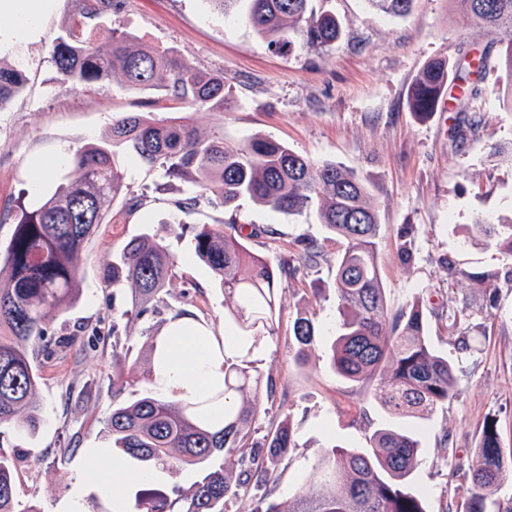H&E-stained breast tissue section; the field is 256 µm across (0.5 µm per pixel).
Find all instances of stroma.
Here are the masks:
<instances>
[{"label": "stroma", "mask_w": 512, "mask_h": 512, "mask_svg": "<svg viewBox=\"0 0 512 512\" xmlns=\"http://www.w3.org/2000/svg\"><path fill=\"white\" fill-rule=\"evenodd\" d=\"M316 11L336 16L342 39L320 51L271 52L245 19L225 21L210 0H123L120 11L102 20L101 31L117 27L144 45L175 48L204 72L224 78V109L188 110L189 122L207 136L220 130L230 142L266 137L288 144L316 162L351 169L370 191L380 222L379 270L391 310L413 296L430 299L429 319L435 347L456 365L460 394L426 417L421 434L422 464L417 482L427 490V512H452V462L440 447L449 438L460 461L479 444L486 420L497 423L504 451H512V260L496 248L468 238L466 227L483 216L496 224L512 222V164L497 161L492 146H512V82L491 55L483 73V94L449 99V109L418 118L407 92L419 70L436 58L456 59L466 46L483 48L496 35L461 21L451 0H416L401 18L372 13L365 0H313ZM71 0H55L37 33L16 37L10 20L0 18V60L18 66L27 83L7 110L0 112V243L12 232L6 210L32 206L53 189L57 178H76L68 163L84 140L106 135L115 119L143 112L157 119L178 113V105L157 92H140L120 81L91 90L63 83L48 50L62 32ZM475 125L458 145L448 133L459 122ZM53 165L51 177L34 183L37 164ZM128 181L141 201L135 213L124 198L112 205L113 223L101 225L82 259L77 303L53 320L63 336L97 329L93 346H75L59 359L42 361L35 399L42 423L34 437L5 443L20 462L16 495L39 512H68L79 502L82 512H108L112 498L133 506L142 488L135 473L149 471L154 487L188 489L198 469L173 463L157 465L124 459L131 480L102 493L82 480L84 451L108 448L104 421L112 410V373L127 360L146 357L151 337L147 325L123 318L131 291L105 286L112 256L131 236L157 232L171 243L178 265L166 283L164 298L180 301L195 290L201 321L214 332H230L224 319V291L194 256L190 239L199 224L229 219L263 227L251 239V251L270 263L288 255L297 237L324 239L315 215L288 216L244 198L227 209L216 197L202 199L185 214L176 203L183 182H160L156 172L130 160ZM416 227L413 260L401 264L397 251L401 225ZM452 253L463 274L449 278L438 264ZM335 244L326 247L319 265L305 278L280 285L281 314L273 336L257 342L252 357L276 380L274 395L263 404L256 426L266 432L279 417L292 413L296 446L277 471L272 496L285 501L296 492L312 493L307 478L330 447L364 448L375 429L391 425L377 396H365L330 367L326 348L336 331ZM474 272H497L499 307L471 316V348L457 352L438 314L452 301L478 291ZM313 315L319 342L303 360L294 357L292 324L297 309Z\"/></svg>", "instance_id": "stroma-1"}]
</instances>
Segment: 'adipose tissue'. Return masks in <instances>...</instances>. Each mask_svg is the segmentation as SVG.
I'll list each match as a JSON object with an SVG mask.
<instances>
[{
	"mask_svg": "<svg viewBox=\"0 0 512 512\" xmlns=\"http://www.w3.org/2000/svg\"><path fill=\"white\" fill-rule=\"evenodd\" d=\"M52 0H0V17L13 19L22 37L35 35L37 23ZM224 383V351L210 327L179 319L160 336L154 358V390L187 405L204 402ZM83 478L96 480L102 491L128 474L104 448L85 451Z\"/></svg>",
	"mask_w": 512,
	"mask_h": 512,
	"instance_id": "obj_1",
	"label": "adipose tissue"
}]
</instances>
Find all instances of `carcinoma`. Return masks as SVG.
Instances as JSON below:
<instances>
[{"instance_id":"cac0c4a2","label":"carcinoma","mask_w":512,"mask_h":512,"mask_svg":"<svg viewBox=\"0 0 512 512\" xmlns=\"http://www.w3.org/2000/svg\"><path fill=\"white\" fill-rule=\"evenodd\" d=\"M241 1L246 2L247 22L274 52L321 49L342 37L341 23L331 14L314 13L312 0H211L226 16ZM415 2L368 0L374 10L392 17L409 14ZM453 2L471 24L499 35L501 63L512 80V0ZM121 6L119 0H73L64 35L49 50L62 79L89 88L118 79L133 90H158L172 101L224 111V77L199 70L175 50L138 44L114 27L106 44L97 43L100 20ZM488 52L487 47L478 54L464 48L454 61L438 58L425 64L408 91L412 112L431 116L454 89L472 96L482 92L479 82ZM24 85L21 70L0 65V111ZM128 154L157 168L163 178L193 187L177 202L184 213L212 192L227 209L250 198L288 216L316 212L339 249V321L328 347L330 366L359 388L378 391L392 417L410 420L405 426L374 431L367 448L335 445L326 451L309 475L316 492L296 494L285 502L266 492L249 512H426L425 489L412 488L421 453L417 421L457 397L456 372L431 343L427 319L432 309L422 296L396 311L387 308L377 262L380 223L368 188L348 169L317 164L273 139L227 143L222 131L200 137L185 117L155 120L139 113L117 119L107 137L83 144L71 159L79 176L59 183L36 208L21 209L10 239L0 246V512H39L17 500L18 458L3 449V440L10 434L32 435L41 421L32 405L41 378L30 356L33 345H39L43 359L51 360L77 340L56 335L49 314L62 313L75 303L85 247L101 225L112 223L116 198L126 196L130 210L140 207L125 182ZM265 233L232 219L223 225H198L192 238L196 256L225 296L238 298L228 312L235 347L224 354V386L206 401L224 406L223 418L152 392L151 366L140 373H112V412L105 421L112 447L139 462L175 459L196 466L221 458L236 466L234 475L222 466L206 470L182 493L147 488L136 499V512H224L226 501L240 497V490L267 488L279 461L295 447L289 414L263 439L254 436L264 396L272 394L274 383L240 350V343L245 339L255 344L272 331L279 280L307 275L319 264L323 246L311 238L299 239L275 269L245 245ZM413 233L411 224L401 228L398 257L403 263L411 260ZM473 233L512 259V224H488L478 218ZM177 263L164 238L143 233L129 239L104 279L108 286L132 290L131 308L122 316L152 320L162 306L171 320H199L188 309L193 300L172 306L163 299ZM439 263L448 277L460 274L481 288L480 297L462 298L445 316L457 349L466 351L469 318L497 307L498 275L466 273L450 254L442 255ZM318 336L312 317L297 312V359L308 355ZM139 386L142 394L137 399L121 400L126 389ZM507 467L497 425L487 421L467 469L454 474L456 512H512V505L505 507L497 498Z\"/></svg>"}]
</instances>
